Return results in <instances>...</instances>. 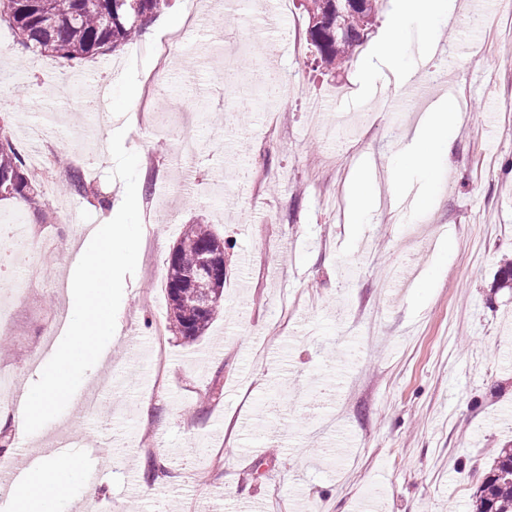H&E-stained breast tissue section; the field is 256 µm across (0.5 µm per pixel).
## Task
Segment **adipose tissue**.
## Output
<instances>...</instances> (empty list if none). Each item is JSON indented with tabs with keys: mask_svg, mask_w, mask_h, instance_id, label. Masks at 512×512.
Instances as JSON below:
<instances>
[{
	"mask_svg": "<svg viewBox=\"0 0 512 512\" xmlns=\"http://www.w3.org/2000/svg\"><path fill=\"white\" fill-rule=\"evenodd\" d=\"M455 0H397L384 35L373 48L375 56L402 63L408 49L401 39L405 19H415L426 33H434L438 24L450 22ZM463 121L462 110L456 99L449 98L443 107L431 113L419 135L425 145L411 161L421 167H431L435 153H449L453 132ZM79 481L87 492L95 487L87 475L78 471L76 462L57 458L39 459L27 479L15 485L8 503L1 512H60L61 503L72 481Z\"/></svg>",
	"mask_w": 512,
	"mask_h": 512,
	"instance_id": "adipose-tissue-1",
	"label": "adipose tissue"
}]
</instances>
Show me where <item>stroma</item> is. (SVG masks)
Here are the masks:
<instances>
[{
  "label": "stroma",
  "instance_id": "1",
  "mask_svg": "<svg viewBox=\"0 0 512 512\" xmlns=\"http://www.w3.org/2000/svg\"><path fill=\"white\" fill-rule=\"evenodd\" d=\"M456 4L440 36L452 59L328 72L310 45L264 29L248 0H210L191 32L187 0H171L142 38L70 62L64 88L56 59L19 45L0 20V71L14 75L0 83V125L45 186L39 209L10 197L0 214L54 239L53 251L0 272L14 306L0 372L18 388L64 336L72 252L123 202V183L107 179L112 134L125 129L139 155L137 268L109 359L80 386L97 408L64 411L26 444L91 469L95 493L73 486L65 512H235L251 494L276 512H472L496 449L512 443V288L498 279L512 261V0H489L487 23L472 27L467 0ZM230 27L251 37L237 64L278 76L287 98L256 83L251 110L227 114ZM449 75L469 107L431 186L406 163L425 112L398 117L385 97ZM133 93L142 129L124 109ZM185 130L198 142L190 157L175 152ZM73 168L88 195L59 192ZM358 170L378 197L429 188L434 204L379 205L352 222ZM189 224L224 240V315L194 340L170 330L165 292ZM150 458L163 469L153 480Z\"/></svg>",
  "mask_w": 512,
  "mask_h": 512
}]
</instances>
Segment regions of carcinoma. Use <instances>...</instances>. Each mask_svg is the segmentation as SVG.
Returning a JSON list of instances; mask_svg holds the SVG:
<instances>
[{
	"mask_svg": "<svg viewBox=\"0 0 512 512\" xmlns=\"http://www.w3.org/2000/svg\"><path fill=\"white\" fill-rule=\"evenodd\" d=\"M10 12L18 41L48 56L79 60L114 52L140 38L170 0H14ZM380 0H361L348 9L336 0H302L308 18L307 40L314 62L329 71L350 61L364 42L365 32ZM31 180L26 157L12 136L0 130V197L19 196L29 204ZM224 252V239L209 224H188L167 262L165 288L170 325L185 339H194L224 312V284L199 278L190 288L171 291L173 282L193 271L202 253ZM208 295V307L199 305ZM473 512H512V444L501 449L475 494Z\"/></svg>",
	"mask_w": 512,
	"mask_h": 512,
	"instance_id": "carcinoma-1",
	"label": "carcinoma"
}]
</instances>
